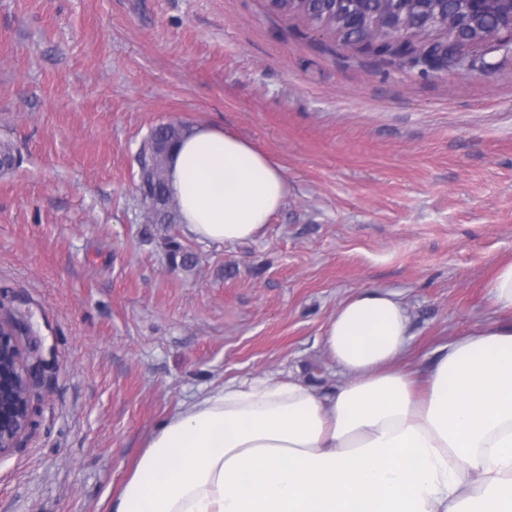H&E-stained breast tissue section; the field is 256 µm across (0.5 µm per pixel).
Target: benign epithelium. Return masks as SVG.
Instances as JSON below:
<instances>
[{
  "instance_id": "1",
  "label": "benign epithelium",
  "mask_w": 512,
  "mask_h": 512,
  "mask_svg": "<svg viewBox=\"0 0 512 512\" xmlns=\"http://www.w3.org/2000/svg\"><path fill=\"white\" fill-rule=\"evenodd\" d=\"M33 335L27 313L0 305V457L19 447L30 424L31 397L45 363L31 359Z\"/></svg>"
}]
</instances>
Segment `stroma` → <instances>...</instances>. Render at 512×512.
I'll use <instances>...</instances> for the list:
<instances>
[{"mask_svg":"<svg viewBox=\"0 0 512 512\" xmlns=\"http://www.w3.org/2000/svg\"><path fill=\"white\" fill-rule=\"evenodd\" d=\"M402 70L271 0H0V304L45 362L0 512H112L182 403L243 377L331 388L324 345L351 295L395 293L402 368L512 315V56ZM165 122L211 123L282 166L266 236L207 246L144 226L139 151ZM195 253L174 266L166 241ZM489 288L494 305L500 311L512 314V262L498 268Z\"/></svg>","mask_w":512,"mask_h":512,"instance_id":"obj_1","label":"stroma"}]
</instances>
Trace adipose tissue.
I'll return each instance as SVG.
<instances>
[{"instance_id":"obj_1","label":"adipose tissue","mask_w":512,"mask_h":512,"mask_svg":"<svg viewBox=\"0 0 512 512\" xmlns=\"http://www.w3.org/2000/svg\"><path fill=\"white\" fill-rule=\"evenodd\" d=\"M167 183L206 244L262 239L288 196L277 162L212 124L173 147ZM410 338L394 293L353 295L325 332L340 385L256 377L183 403L112 512H512V326L438 348L418 382Z\"/></svg>"}]
</instances>
